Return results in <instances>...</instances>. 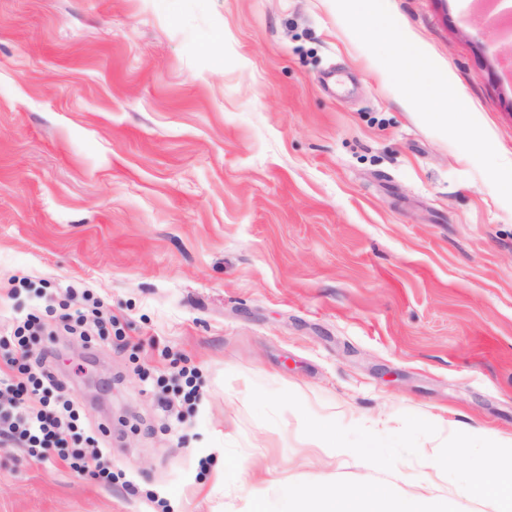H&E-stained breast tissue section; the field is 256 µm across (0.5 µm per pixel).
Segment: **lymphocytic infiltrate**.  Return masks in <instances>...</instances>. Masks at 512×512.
I'll return each mask as SVG.
<instances>
[{"label":"lymphocytic infiltrate","mask_w":512,"mask_h":512,"mask_svg":"<svg viewBox=\"0 0 512 512\" xmlns=\"http://www.w3.org/2000/svg\"><path fill=\"white\" fill-rule=\"evenodd\" d=\"M37 316L31 315L8 336H0L5 367L0 370V438L19 442L32 457L44 459L51 453L68 461L76 472L108 482L113 478L105 466L107 449L94 435L83 431L80 412L61 399L59 383L49 365L31 371L30 332Z\"/></svg>","instance_id":"f902f5d3"}]
</instances>
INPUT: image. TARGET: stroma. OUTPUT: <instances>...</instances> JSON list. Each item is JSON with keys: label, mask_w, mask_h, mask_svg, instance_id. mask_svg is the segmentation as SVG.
I'll list each match as a JSON object with an SVG mask.
<instances>
[{"label": "stroma", "mask_w": 512, "mask_h": 512, "mask_svg": "<svg viewBox=\"0 0 512 512\" xmlns=\"http://www.w3.org/2000/svg\"><path fill=\"white\" fill-rule=\"evenodd\" d=\"M382 3L468 122L428 125L342 0H0V330L40 315L28 362L58 350L114 473L0 444V512H326L323 476L497 512L464 488L512 438V14ZM73 288L88 340L45 312ZM315 432L326 442L325 448H331L337 456L355 457L362 461H370L377 455L376 442L371 438H365L354 447L348 446L336 437V428L334 423L328 419H320L315 427Z\"/></svg>", "instance_id": "1"}]
</instances>
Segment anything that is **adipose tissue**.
Returning a JSON list of instances; mask_svg holds the SVG:
<instances>
[{
    "label": "adipose tissue",
    "instance_id": "adipose-tissue-1",
    "mask_svg": "<svg viewBox=\"0 0 512 512\" xmlns=\"http://www.w3.org/2000/svg\"><path fill=\"white\" fill-rule=\"evenodd\" d=\"M392 71L407 94L419 95L425 101L426 110L423 117L428 123L444 127L448 124L449 115L460 116L470 113V104L463 97L444 88L424 89L423 81L432 73L433 66L413 44L398 42L392 61Z\"/></svg>",
    "mask_w": 512,
    "mask_h": 512
}]
</instances>
